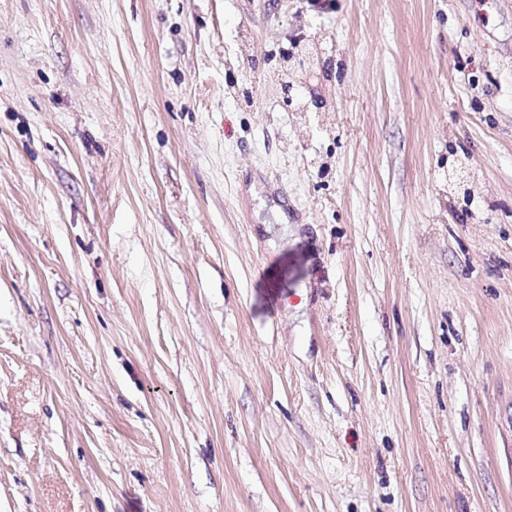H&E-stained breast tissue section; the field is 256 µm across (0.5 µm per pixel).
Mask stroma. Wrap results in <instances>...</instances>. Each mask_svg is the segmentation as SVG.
Instances as JSON below:
<instances>
[{
    "label": "stroma",
    "mask_w": 512,
    "mask_h": 512,
    "mask_svg": "<svg viewBox=\"0 0 512 512\" xmlns=\"http://www.w3.org/2000/svg\"><path fill=\"white\" fill-rule=\"evenodd\" d=\"M0 512H512V0H0Z\"/></svg>",
    "instance_id": "35a3bbf8"
}]
</instances>
